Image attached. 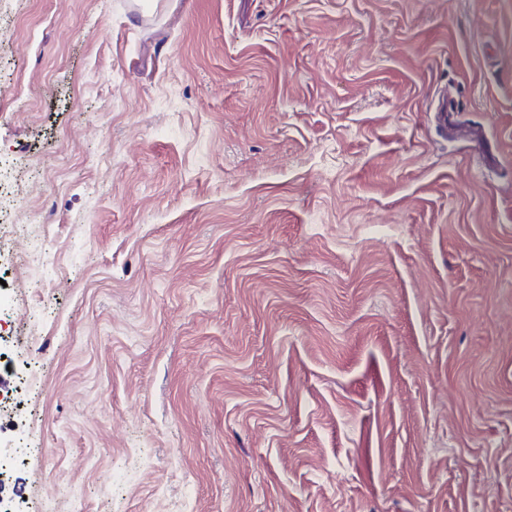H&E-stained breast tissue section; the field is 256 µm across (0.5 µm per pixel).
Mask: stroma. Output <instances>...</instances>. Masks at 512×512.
Instances as JSON below:
<instances>
[{
	"mask_svg": "<svg viewBox=\"0 0 512 512\" xmlns=\"http://www.w3.org/2000/svg\"><path fill=\"white\" fill-rule=\"evenodd\" d=\"M0 171L24 512H512V0H0Z\"/></svg>",
	"mask_w": 512,
	"mask_h": 512,
	"instance_id": "35a3bbf8",
	"label": "stroma"
}]
</instances>
